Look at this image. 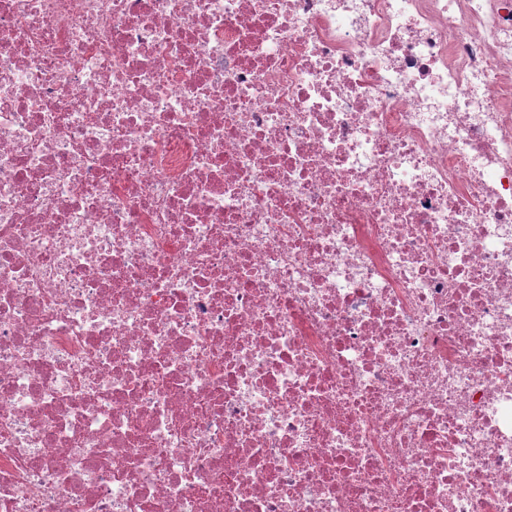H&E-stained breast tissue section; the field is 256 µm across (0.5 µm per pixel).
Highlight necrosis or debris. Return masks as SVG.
Returning <instances> with one entry per match:
<instances>
[{
    "label": "necrosis or debris",
    "mask_w": 512,
    "mask_h": 512,
    "mask_svg": "<svg viewBox=\"0 0 512 512\" xmlns=\"http://www.w3.org/2000/svg\"><path fill=\"white\" fill-rule=\"evenodd\" d=\"M0 512H512V0H0Z\"/></svg>",
    "instance_id": "1"
}]
</instances>
